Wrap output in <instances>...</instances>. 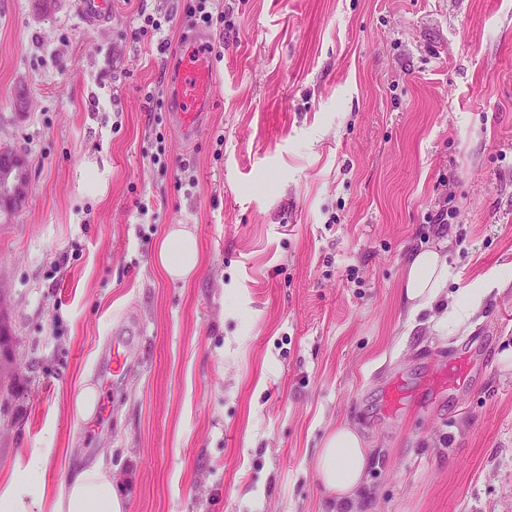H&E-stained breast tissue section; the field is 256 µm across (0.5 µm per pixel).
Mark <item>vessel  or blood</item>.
<instances>
[{
	"instance_id": "vessel-or-blood-1",
	"label": "vessel or blood",
	"mask_w": 512,
	"mask_h": 512,
	"mask_svg": "<svg viewBox=\"0 0 512 512\" xmlns=\"http://www.w3.org/2000/svg\"><path fill=\"white\" fill-rule=\"evenodd\" d=\"M80 13L99 25L109 23L112 15V0H79ZM210 36L197 32L190 36L179 57L169 96L173 102L171 117L185 136H195L200 126L199 119L208 109L213 85L206 49Z\"/></svg>"
}]
</instances>
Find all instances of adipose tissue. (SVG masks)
Here are the masks:
<instances>
[{"instance_id":"adipose-tissue-1","label":"adipose tissue","mask_w":512,"mask_h":512,"mask_svg":"<svg viewBox=\"0 0 512 512\" xmlns=\"http://www.w3.org/2000/svg\"><path fill=\"white\" fill-rule=\"evenodd\" d=\"M154 261L169 278L188 279L199 266L194 235L183 228L171 230L157 244ZM489 294L483 278L449 293L448 260L438 248L424 247L407 257L402 299L410 323L424 315L434 332L447 334L468 324ZM46 456V449H32L9 477L0 480V512H32L37 503L43 512H125L126 501L114 487L111 472L99 462L70 471L58 488L40 485L36 475ZM369 462V450L356 428L340 424L327 435L314 470L333 496L334 512H352Z\"/></svg>"}]
</instances>
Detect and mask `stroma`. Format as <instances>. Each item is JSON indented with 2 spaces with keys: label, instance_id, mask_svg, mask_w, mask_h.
<instances>
[{
  "label": "stroma",
  "instance_id": "1",
  "mask_svg": "<svg viewBox=\"0 0 512 512\" xmlns=\"http://www.w3.org/2000/svg\"><path fill=\"white\" fill-rule=\"evenodd\" d=\"M194 3L112 0L98 27L78 0H0V151L30 173L0 213V477L45 448L48 487L101 460L127 512H328L312 462L349 422L371 448L356 512H512V0H218L187 138L167 89ZM91 164L105 191L81 189ZM179 225L185 283L153 261ZM436 242L449 290L500 280L445 337L401 300ZM116 339L92 429L75 392Z\"/></svg>",
  "mask_w": 512,
  "mask_h": 512
}]
</instances>
